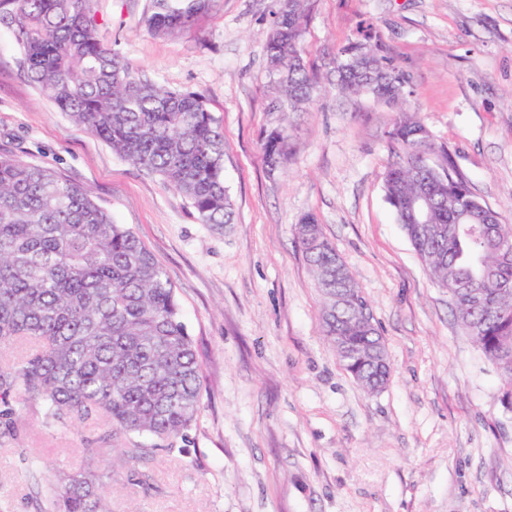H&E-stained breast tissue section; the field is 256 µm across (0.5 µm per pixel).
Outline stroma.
<instances>
[{"instance_id":"1","label":"stroma","mask_w":512,"mask_h":512,"mask_svg":"<svg viewBox=\"0 0 512 512\" xmlns=\"http://www.w3.org/2000/svg\"><path fill=\"white\" fill-rule=\"evenodd\" d=\"M149 0H94L102 43L138 74L201 94L224 132L232 223H202L180 193L60 112L0 26V154L88 187L175 289L202 368L201 407L147 459L103 445L112 512H512V408L457 326L389 205L394 108L325 83L268 109L274 0H213L190 29L150 34ZM373 24L408 80L410 112L475 195L512 224V0H311L303 47L325 69ZM287 129L269 172L265 136ZM314 215L368 298L391 375L366 394L322 334V296L295 234ZM0 446V512H39V474L84 465L80 430L22 411Z\"/></svg>"}]
</instances>
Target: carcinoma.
Masks as SVG:
<instances>
[{"label": "carcinoma", "mask_w": 512, "mask_h": 512, "mask_svg": "<svg viewBox=\"0 0 512 512\" xmlns=\"http://www.w3.org/2000/svg\"><path fill=\"white\" fill-rule=\"evenodd\" d=\"M0 26L11 33L31 80L72 121L122 157L182 194L205 224H230L224 186V134L196 92L171 91L134 72L101 43L93 0H3ZM211 0H150L143 24L157 36L188 28ZM310 0H275L265 55L293 111L311 99L321 76L302 55ZM337 85L398 104L407 80L382 53L376 30L336 48ZM425 126L404 115L390 133L404 151L385 175L386 197L439 287L455 294L457 323L496 368L512 395V227L482 223L469 181L453 162L418 172L415 157L434 149ZM284 131L263 144L267 165L280 166ZM430 197V233L412 235L406 202ZM297 238L323 298L324 336L341 341L346 370L378 376L384 350L378 327L357 325L366 301L335 245L305 216ZM27 345L0 363V444L17 438L21 411L41 407L49 428H79L87 466L41 485L51 512H111L101 488L112 472L96 466L100 445L116 429L152 441L121 455L144 458L184 434L200 408L201 366L180 320L174 288L134 233L102 209L90 191L53 169L0 154V348Z\"/></svg>", "instance_id": "obj_1"}]
</instances>
